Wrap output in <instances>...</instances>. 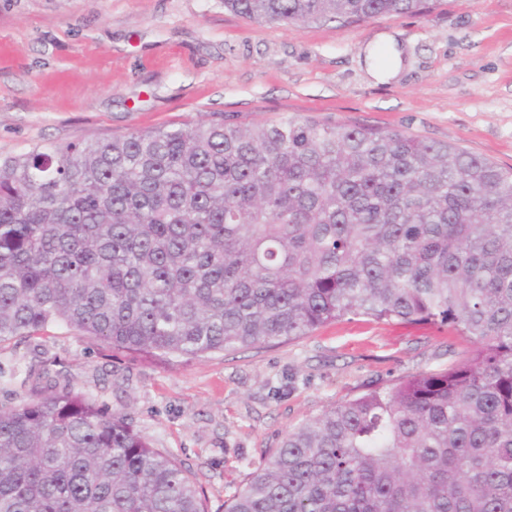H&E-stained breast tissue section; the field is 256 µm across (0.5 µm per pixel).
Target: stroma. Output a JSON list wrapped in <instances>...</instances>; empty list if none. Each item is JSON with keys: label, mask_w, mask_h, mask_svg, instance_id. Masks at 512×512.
Masks as SVG:
<instances>
[{"label": "stroma", "mask_w": 512, "mask_h": 512, "mask_svg": "<svg viewBox=\"0 0 512 512\" xmlns=\"http://www.w3.org/2000/svg\"><path fill=\"white\" fill-rule=\"evenodd\" d=\"M401 47L375 81L368 53ZM290 112L397 129L512 167V0H435L417 16L259 24L224 0H0V158L196 122ZM469 345L436 325L342 318L300 338L202 358L115 351L53 325L0 343V408L37 372L130 419L172 455L208 512L289 430L370 389L456 365Z\"/></svg>", "instance_id": "35a3bbf8"}]
</instances>
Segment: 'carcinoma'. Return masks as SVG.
<instances>
[{"label": "carcinoma", "instance_id": "cac0c4a2", "mask_svg": "<svg viewBox=\"0 0 512 512\" xmlns=\"http://www.w3.org/2000/svg\"><path fill=\"white\" fill-rule=\"evenodd\" d=\"M430 0H224L258 23ZM476 345L288 432L224 512H512V171L399 130L233 114L0 158V343L65 325L197 358L345 316ZM0 409V512H206L123 417L39 376Z\"/></svg>", "mask_w": 512, "mask_h": 512}]
</instances>
